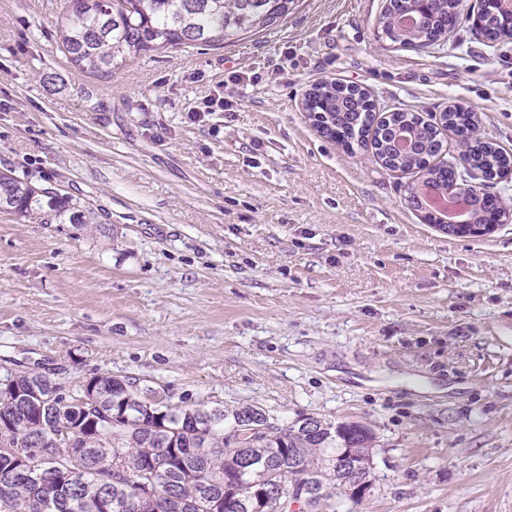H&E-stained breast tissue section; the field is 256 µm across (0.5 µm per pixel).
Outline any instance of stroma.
<instances>
[{"instance_id":"obj_1","label":"stroma","mask_w":512,"mask_h":512,"mask_svg":"<svg viewBox=\"0 0 512 512\" xmlns=\"http://www.w3.org/2000/svg\"><path fill=\"white\" fill-rule=\"evenodd\" d=\"M387 3L295 0L104 80L59 48L62 0H0V172L110 229L0 212V375L356 422L373 488L336 512H512V218L480 238L428 224L411 176L303 108L321 80L383 112L460 103L512 155V40L463 22L415 51L382 33ZM218 91L223 111L191 120Z\"/></svg>"}]
</instances>
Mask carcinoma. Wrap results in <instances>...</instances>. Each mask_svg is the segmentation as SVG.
<instances>
[{
    "label": "carcinoma",
    "mask_w": 512,
    "mask_h": 512,
    "mask_svg": "<svg viewBox=\"0 0 512 512\" xmlns=\"http://www.w3.org/2000/svg\"><path fill=\"white\" fill-rule=\"evenodd\" d=\"M389 0L380 24L403 46L424 49L448 42L461 19L460 0ZM501 0H480L474 20L490 41L512 40V17ZM294 0H63L59 42L68 61L105 79L128 62L159 50L221 46L287 18ZM421 12L425 22L403 28L398 16ZM304 107L319 131L343 148H371L383 167L417 176L418 183L449 190L478 204L477 224L507 214L488 191L512 173V157L480 132L475 113L448 106L429 119L417 112L377 115L367 90L322 81L311 85ZM453 132L461 160L474 174L455 179L441 159L442 131ZM409 136L411 150L396 141ZM47 208L59 224L95 225L97 216L53 190L0 174V211L25 216ZM283 426L260 406L232 409L199 404L178 408L129 377L98 375L75 395L46 377L11 372L0 380V512H288L262 498L284 478L314 483L306 512H325L341 496L338 473L348 454L371 468L374 437L356 428L313 419ZM75 433L74 460L46 449L54 434Z\"/></svg>",
    "instance_id": "cac0c4a2"
}]
</instances>
